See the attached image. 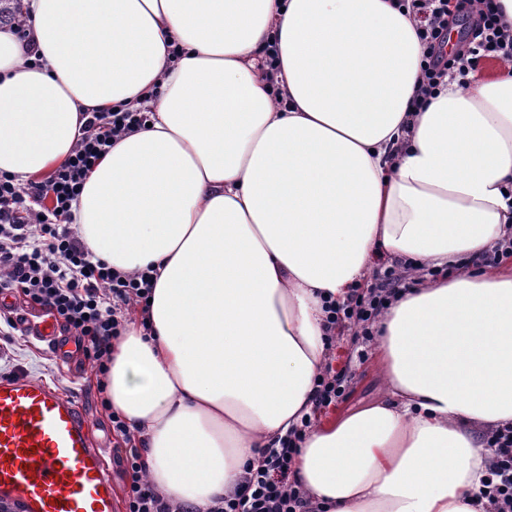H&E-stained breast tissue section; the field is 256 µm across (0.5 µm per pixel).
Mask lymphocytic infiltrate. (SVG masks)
I'll list each match as a JSON object with an SVG mask.
<instances>
[{"mask_svg": "<svg viewBox=\"0 0 512 512\" xmlns=\"http://www.w3.org/2000/svg\"><path fill=\"white\" fill-rule=\"evenodd\" d=\"M419 21L421 78L414 104L435 96L445 81L466 86L482 60L512 63V29L500 21L497 0H395ZM68 163L41 182L19 184L0 174V294H15L31 310L52 317L77 336L97 376H107L112 342L124 326V310L147 306L156 280L152 270L126 274L90 252L72 226V204L87 174L119 136L144 128L148 113L128 105L88 112ZM404 277L384 270L367 288L350 289L345 301H326L328 336L371 326L389 301L405 290ZM112 451L125 482V512H195L174 505L147 478L144 448L130 425L112 414ZM310 420L263 451V463L243 478L238 493L217 498L209 512H308L304 492L291 482L292 463ZM495 456L479 496L489 512H512V427L489 438Z\"/></svg>", "mask_w": 512, "mask_h": 512, "instance_id": "1", "label": "lymphocytic infiltrate"}]
</instances>
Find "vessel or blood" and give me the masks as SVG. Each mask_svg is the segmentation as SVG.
<instances>
[{
    "label": "vessel or blood",
    "mask_w": 512,
    "mask_h": 512,
    "mask_svg": "<svg viewBox=\"0 0 512 512\" xmlns=\"http://www.w3.org/2000/svg\"><path fill=\"white\" fill-rule=\"evenodd\" d=\"M0 500L20 512H117L108 453L73 398L0 379Z\"/></svg>",
    "instance_id": "b4317fda"
}]
</instances>
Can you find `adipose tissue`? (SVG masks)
Returning a JSON list of instances; mask_svg holds the SVG:
<instances>
[{"label": "adipose tissue", "mask_w": 512, "mask_h": 512, "mask_svg": "<svg viewBox=\"0 0 512 512\" xmlns=\"http://www.w3.org/2000/svg\"><path fill=\"white\" fill-rule=\"evenodd\" d=\"M42 58L0 28V173L65 165L83 113L151 109L73 205L113 268L153 267L107 394L173 503L231 495L314 410L322 303L371 259L413 288L378 321L383 397L313 426L292 464L311 512H485L512 426V63L410 103L421 46L389 0H30ZM276 42L277 71L265 49Z\"/></svg>", "instance_id": "1"}]
</instances>
